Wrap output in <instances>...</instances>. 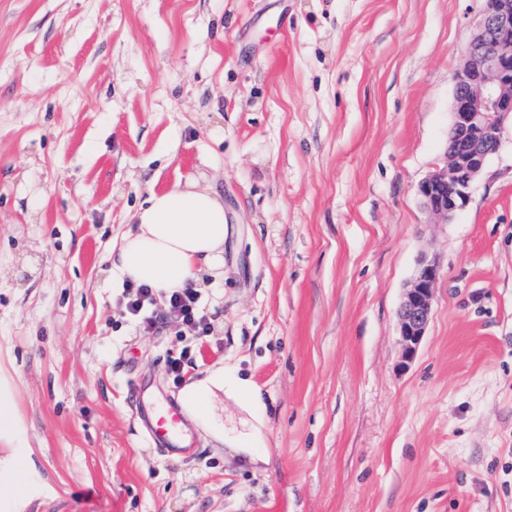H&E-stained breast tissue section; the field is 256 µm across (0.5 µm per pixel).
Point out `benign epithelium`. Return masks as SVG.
I'll return each instance as SVG.
<instances>
[{"instance_id":"benign-epithelium-1","label":"benign epithelium","mask_w":512,"mask_h":512,"mask_svg":"<svg viewBox=\"0 0 512 512\" xmlns=\"http://www.w3.org/2000/svg\"><path fill=\"white\" fill-rule=\"evenodd\" d=\"M463 61L453 73L451 124L442 162L416 188L426 212L447 220L463 209L512 117V0H481ZM436 261H420L397 309L403 367L432 319Z\"/></svg>"}]
</instances>
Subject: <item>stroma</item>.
Returning <instances> with one entry per match:
<instances>
[{"label":"stroma","instance_id":"obj_1","mask_svg":"<svg viewBox=\"0 0 512 512\" xmlns=\"http://www.w3.org/2000/svg\"><path fill=\"white\" fill-rule=\"evenodd\" d=\"M481 0H0V512H512V126L432 219ZM224 201L198 372L261 391L268 457L152 448L178 322L129 321L112 250L150 192ZM440 276L402 365L396 311ZM439 275L440 268L435 260H421L405 288L396 312L402 365L407 366L414 361L426 335L432 319L434 290ZM16 427L13 396L8 388L1 385L0 381V441L8 438Z\"/></svg>","mask_w":512,"mask_h":512}]
</instances>
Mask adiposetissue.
Instances as JSON below:
<instances>
[{
	"mask_svg": "<svg viewBox=\"0 0 512 512\" xmlns=\"http://www.w3.org/2000/svg\"><path fill=\"white\" fill-rule=\"evenodd\" d=\"M132 220L135 230L123 237L112 264L117 279L169 291L200 285L207 276H223L228 217L223 201L208 186L177 184L150 193L146 206ZM220 394L238 402L251 418L258 417L263 408L262 396L249 380L225 374L220 368L191 382L182 402L212 436L227 444L229 453L250 465L263 461L258 450L263 440L259 427L249 423L237 435H226L214 404Z\"/></svg>",
	"mask_w": 512,
	"mask_h": 512,
	"instance_id": "ef3b65f1",
	"label": "adipose tissue"
}]
</instances>
